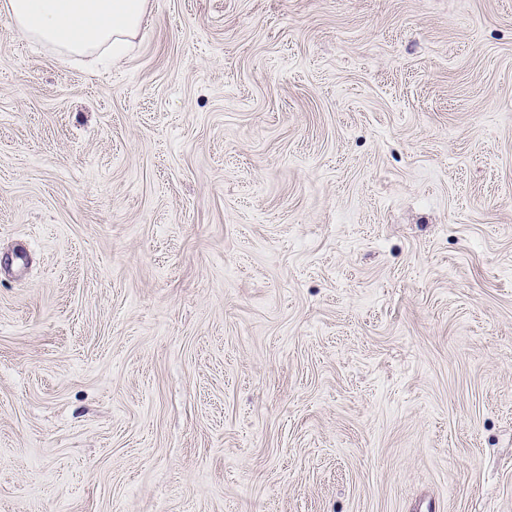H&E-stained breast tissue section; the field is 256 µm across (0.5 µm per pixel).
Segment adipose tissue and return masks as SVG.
I'll return each mask as SVG.
<instances>
[{
    "mask_svg": "<svg viewBox=\"0 0 512 512\" xmlns=\"http://www.w3.org/2000/svg\"><path fill=\"white\" fill-rule=\"evenodd\" d=\"M29 38L71 54L97 49L122 55L137 35L149 0H6Z\"/></svg>",
    "mask_w": 512,
    "mask_h": 512,
    "instance_id": "1",
    "label": "adipose tissue"
}]
</instances>
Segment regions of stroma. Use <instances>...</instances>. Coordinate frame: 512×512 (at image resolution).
<instances>
[{
    "label": "stroma",
    "instance_id": "obj_1",
    "mask_svg": "<svg viewBox=\"0 0 512 512\" xmlns=\"http://www.w3.org/2000/svg\"><path fill=\"white\" fill-rule=\"evenodd\" d=\"M0 512H512V0L0 7ZM29 38L70 54L108 49L122 55L149 11V0H7Z\"/></svg>",
    "mask_w": 512,
    "mask_h": 512
}]
</instances>
